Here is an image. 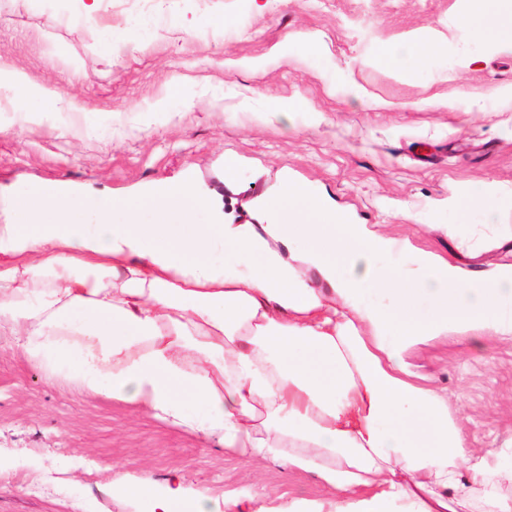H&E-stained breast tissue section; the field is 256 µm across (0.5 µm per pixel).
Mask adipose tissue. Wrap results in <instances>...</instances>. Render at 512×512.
I'll use <instances>...</instances> for the list:
<instances>
[{
    "label": "adipose tissue",
    "instance_id": "obj_1",
    "mask_svg": "<svg viewBox=\"0 0 512 512\" xmlns=\"http://www.w3.org/2000/svg\"><path fill=\"white\" fill-rule=\"evenodd\" d=\"M463 24L512 47V0H478ZM424 38L379 48L406 72ZM188 182L87 204L20 192L0 224V335L98 395L215 439L252 463L314 474L330 497L237 512H512V461L475 456L448 397L419 382L415 345L512 335V264L461 277L399 241L348 223L286 184L274 221L198 224ZM315 270L316 288L302 276ZM138 512H219L178 476L120 483Z\"/></svg>",
    "mask_w": 512,
    "mask_h": 512
}]
</instances>
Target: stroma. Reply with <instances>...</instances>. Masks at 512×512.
<instances>
[{"label":"stroma","mask_w":512,"mask_h":512,"mask_svg":"<svg viewBox=\"0 0 512 512\" xmlns=\"http://www.w3.org/2000/svg\"><path fill=\"white\" fill-rule=\"evenodd\" d=\"M0 0V60L84 112L0 88V202L32 183L86 201L192 181L201 224H267L284 182L349 223L475 274L512 262V237L453 204L478 188L512 225V48L458 23L475 0ZM438 48L404 75L385 43ZM315 40L312 52L298 37ZM236 158L233 177L225 157ZM457 225L455 236L444 227ZM408 360L479 454L512 445V339L439 337ZM0 512H136L117 475L264 505L326 499L317 478L258 468L215 441L44 370L0 336Z\"/></svg>","instance_id":"35a3bbf8"}]
</instances>
